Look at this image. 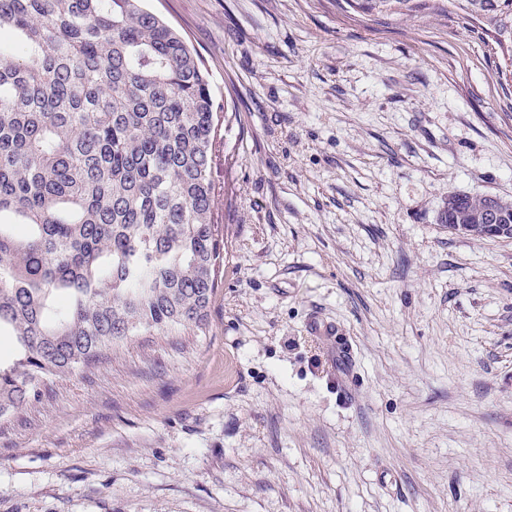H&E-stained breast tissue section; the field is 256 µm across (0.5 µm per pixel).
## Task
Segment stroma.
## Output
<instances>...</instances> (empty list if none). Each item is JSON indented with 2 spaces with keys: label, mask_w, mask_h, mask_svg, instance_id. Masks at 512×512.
Wrapping results in <instances>:
<instances>
[{
  "label": "stroma",
  "mask_w": 512,
  "mask_h": 512,
  "mask_svg": "<svg viewBox=\"0 0 512 512\" xmlns=\"http://www.w3.org/2000/svg\"><path fill=\"white\" fill-rule=\"evenodd\" d=\"M145 6L221 108L209 324L0 418V512H512V239L443 222L512 203V0ZM450 194L448 196V217L444 218V224L448 223V230L454 231L451 224H455L457 229L462 232L476 237H506L512 238V208L508 205L495 202V199L488 197L490 205L486 207L487 196L485 197H471L461 194ZM451 198V199H450ZM504 223H502V214ZM483 209V210H482ZM482 210V211H481ZM481 212L479 217V224H471L476 221V216Z\"/></svg>",
  "instance_id": "1"
}]
</instances>
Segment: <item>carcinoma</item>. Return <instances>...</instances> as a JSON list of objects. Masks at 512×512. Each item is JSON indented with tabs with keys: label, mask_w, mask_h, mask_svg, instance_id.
Here are the masks:
<instances>
[{
	"label": "carcinoma",
	"mask_w": 512,
	"mask_h": 512,
	"mask_svg": "<svg viewBox=\"0 0 512 512\" xmlns=\"http://www.w3.org/2000/svg\"><path fill=\"white\" fill-rule=\"evenodd\" d=\"M218 106L144 0H0V416L134 336L208 324ZM485 198L454 194L444 223Z\"/></svg>",
	"instance_id": "obj_1"
}]
</instances>
